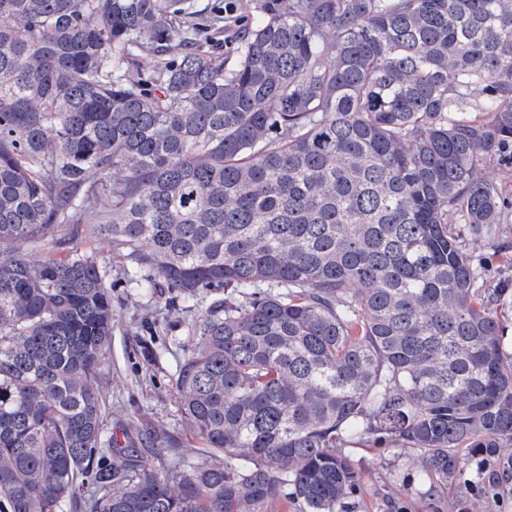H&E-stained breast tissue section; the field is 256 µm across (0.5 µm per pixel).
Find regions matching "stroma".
<instances>
[{"label": "stroma", "mask_w": 512, "mask_h": 512, "mask_svg": "<svg viewBox=\"0 0 512 512\" xmlns=\"http://www.w3.org/2000/svg\"><path fill=\"white\" fill-rule=\"evenodd\" d=\"M78 248L97 251L112 269V306L116 322L101 383L110 408L108 429L128 437L131 448L159 474L175 475L180 458H197L204 444L183 416L175 378L186 355L188 329L204 310L209 294L167 306L159 293L128 286L132 260L116 257L106 243L76 237ZM170 434L173 446L156 449L146 443L148 431ZM360 477L353 512H512V478L496 485L478 480L475 466L435 491L419 484L415 451L387 442L349 449Z\"/></svg>", "instance_id": "stroma-1"}]
</instances>
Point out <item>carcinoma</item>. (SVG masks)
Here are the masks:
<instances>
[{
	"label": "carcinoma",
	"instance_id": "obj_1",
	"mask_svg": "<svg viewBox=\"0 0 512 512\" xmlns=\"http://www.w3.org/2000/svg\"><path fill=\"white\" fill-rule=\"evenodd\" d=\"M0 0V512H348L345 449L448 488L512 441V0ZM156 58L149 70L140 57ZM214 293L175 387L177 480L105 436L116 314L95 252ZM210 25L211 27H208V33L213 37V42L211 43L213 47L220 52H225V54H231L233 48L236 46L235 29L228 26L224 28V22ZM479 256L490 277L512 289V232L492 247L483 248Z\"/></svg>",
	"mask_w": 512,
	"mask_h": 512
}]
</instances>
